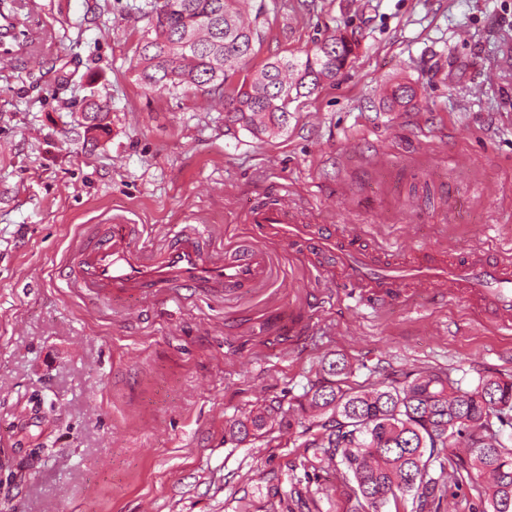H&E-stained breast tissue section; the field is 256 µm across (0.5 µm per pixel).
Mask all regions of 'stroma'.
I'll return each instance as SVG.
<instances>
[{
    "mask_svg": "<svg viewBox=\"0 0 512 512\" xmlns=\"http://www.w3.org/2000/svg\"><path fill=\"white\" fill-rule=\"evenodd\" d=\"M151 0H14L0 18V512H360L343 467L227 420L323 384L512 375V335L425 292L376 309L271 249L270 281L140 304L82 297L63 262L124 214L154 239L206 227L222 248L282 190L299 214L410 254L512 248V0H243L249 64L355 44L334 84L254 136L221 98L145 88ZM398 83L416 96L389 108ZM108 107L87 133L88 100Z\"/></svg>",
    "mask_w": 512,
    "mask_h": 512,
    "instance_id": "obj_1",
    "label": "stroma"
}]
</instances>
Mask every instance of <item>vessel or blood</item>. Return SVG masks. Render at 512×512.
<instances>
[{
	"label": "vessel or blood",
	"instance_id": "vessel-or-blood-1",
	"mask_svg": "<svg viewBox=\"0 0 512 512\" xmlns=\"http://www.w3.org/2000/svg\"><path fill=\"white\" fill-rule=\"evenodd\" d=\"M248 221L265 244H283L312 267L333 257L336 273L370 305L391 302L403 288L460 300L497 328L512 330V259L483 247L449 251L431 259L376 245L365 234L334 224H307L287 199L250 209ZM104 235L72 253L65 266L68 287L113 300L171 296L203 288L236 296L264 284L270 274L264 246L237 247L212 258L203 251L205 233L184 227L161 246L142 242L138 225L112 215Z\"/></svg>",
	"mask_w": 512,
	"mask_h": 512
}]
</instances>
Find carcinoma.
<instances>
[{
  "label": "carcinoma",
  "instance_id": "obj_1",
  "mask_svg": "<svg viewBox=\"0 0 512 512\" xmlns=\"http://www.w3.org/2000/svg\"><path fill=\"white\" fill-rule=\"evenodd\" d=\"M238 0H154L147 37L135 64L147 88H187L224 98V111L252 134L275 136L288 123V106L331 84L353 48L341 33L316 43L305 58L265 62L227 90L261 39L244 20ZM415 89L395 85L390 105L413 101ZM105 106L87 103V131L103 127ZM285 415L269 407L229 420L224 432L242 443L271 424L302 428L305 448L340 457L361 512H382L412 497L413 512L435 502L433 465L476 492L480 512H512V377L486 376L464 390L441 374H418L402 385L347 387L331 381L310 389Z\"/></svg>",
  "mask_w": 512,
  "mask_h": 512
}]
</instances>
